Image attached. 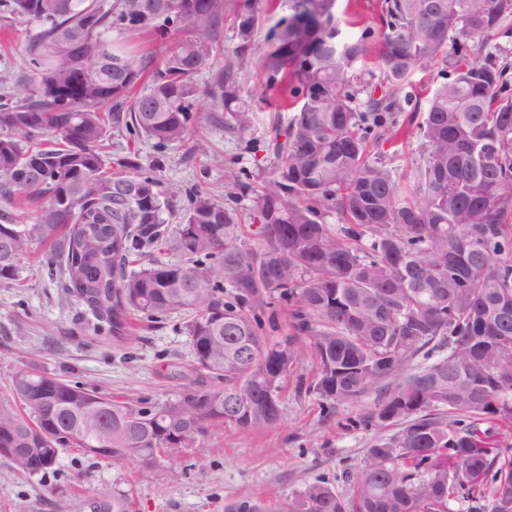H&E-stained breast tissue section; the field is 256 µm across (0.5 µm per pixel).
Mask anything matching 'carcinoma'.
<instances>
[{"mask_svg": "<svg viewBox=\"0 0 512 512\" xmlns=\"http://www.w3.org/2000/svg\"><path fill=\"white\" fill-rule=\"evenodd\" d=\"M133 15L129 0H11L40 24L26 46L32 96L0 103V284L42 252L59 265L79 308L77 325L114 338L131 316H185L197 369L219 388H189L174 403L130 402L68 383L35 361L17 371L0 403V447L50 448L11 466L53 468L55 448L112 449V460L149 467L193 448L211 425L268 427L280 389L309 340L317 375L308 391L325 410L376 394L354 426H397L347 472L343 498L324 481L283 503L245 498L225 512H512V448L493 426H512V64L494 43L512 37V0H383L382 29L348 37L337 0H280L293 15L269 28L257 66L285 102L273 125L275 161L253 189L260 224L238 233L233 210L196 188L181 223L162 217L156 179L130 161L107 167L104 141L123 123L161 147L191 135L195 74L220 52L226 0H179ZM235 3L241 41L213 75L212 122L241 135L260 119L237 75L264 16ZM149 32L167 43L150 92L130 98L145 68L112 32ZM77 32L84 54L63 36ZM379 74L363 77L367 60ZM448 74L426 105L407 88L420 67ZM112 105V111L103 108ZM423 153L400 180L383 145L404 113ZM338 214L340 224L323 222ZM167 242L174 262L154 254ZM291 306L293 335L260 336L272 306ZM134 448L143 452L136 454ZM96 512H130L124 497Z\"/></svg>", "mask_w": 512, "mask_h": 512, "instance_id": "1", "label": "carcinoma"}]
</instances>
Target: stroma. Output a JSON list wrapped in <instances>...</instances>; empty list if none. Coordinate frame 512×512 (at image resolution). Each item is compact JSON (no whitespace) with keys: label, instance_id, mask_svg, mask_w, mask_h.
<instances>
[{"label":"stroma","instance_id":"obj_1","mask_svg":"<svg viewBox=\"0 0 512 512\" xmlns=\"http://www.w3.org/2000/svg\"><path fill=\"white\" fill-rule=\"evenodd\" d=\"M38 29L37 23L22 21L0 5V95H30L26 43ZM219 44L222 55L194 77L204 115L213 110L206 94L211 76L239 45L232 20H225ZM264 45L263 35H256L251 62L238 75L241 95L254 101L262 115L249 131L231 136L206 121L196 139L158 147L125 126L109 127L107 160L131 159L160 180L170 201L169 223L180 222L188 190L200 187L234 209L246 233H255L254 195L233 181L245 175L259 181L273 162L267 151L268 117L277 96L255 64ZM63 282L61 272H49L33 255L22 262L17 281L0 286V401L8 399L13 375L32 360L50 375L130 401L163 403L176 400L186 386H213V379L195 367L182 316L134 321L130 335L121 340L88 335L76 325V305ZM315 372L314 356L302 349L282 391L283 416L277 425L252 430L213 426L197 447L168 452L148 468L89 458L73 448L62 450L52 469L31 475L0 460V512H93L95 502L119 496L129 500L131 512H224L243 498L287 501L318 479L328 481L340 496H351L345 469L356 467L367 448L392 430L351 426V418L374 406L372 394L324 414L316 395L298 386ZM174 470L179 473L175 479L170 476Z\"/></svg>","mask_w":512,"mask_h":512}]
</instances>
